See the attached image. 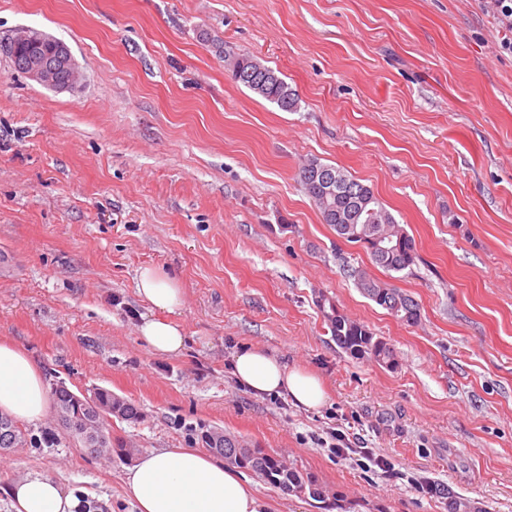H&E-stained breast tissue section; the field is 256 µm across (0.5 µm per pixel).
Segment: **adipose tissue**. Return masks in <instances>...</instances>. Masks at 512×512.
<instances>
[{"instance_id": "adipose-tissue-1", "label": "adipose tissue", "mask_w": 512, "mask_h": 512, "mask_svg": "<svg viewBox=\"0 0 512 512\" xmlns=\"http://www.w3.org/2000/svg\"><path fill=\"white\" fill-rule=\"evenodd\" d=\"M136 291L152 312L139 332L154 352L179 353L185 343L182 328L169 321L183 304L174 275L164 269H140ZM236 381L259 397L288 394L297 405L314 410L326 400L321 379L298 365L261 348H247L233 357ZM47 410L41 371L18 344L0 341V411L33 421ZM124 484L138 512H265L251 482L195 448H167L141 456L127 468ZM15 512H81L84 503L75 490L33 471L13 480L4 490Z\"/></svg>"}]
</instances>
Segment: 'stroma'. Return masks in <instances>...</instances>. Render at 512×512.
<instances>
[{
    "mask_svg": "<svg viewBox=\"0 0 512 512\" xmlns=\"http://www.w3.org/2000/svg\"><path fill=\"white\" fill-rule=\"evenodd\" d=\"M21 27L64 41L82 81L57 91L0 54V339L45 385L106 388L140 416L112 422L129 456L0 452V512L2 486L33 470L84 512H137L135 457L204 449L214 429L328 494L261 480L269 512H446L433 481L512 512V55L476 0H0V39ZM204 32L279 72L297 110L235 82ZM310 159L373 188L415 240L411 269L384 271L323 223L299 182ZM347 264L410 294L420 322L375 305ZM145 266L180 283L181 353L139 336ZM322 295L392 344L396 368L340 349ZM251 347L319 375L326 405L239 385L232 356Z\"/></svg>",
    "mask_w": 512,
    "mask_h": 512,
    "instance_id": "35a3bbf8",
    "label": "stroma"
}]
</instances>
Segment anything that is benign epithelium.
I'll return each instance as SVG.
<instances>
[{"label": "benign epithelium", "instance_id": "obj_1", "mask_svg": "<svg viewBox=\"0 0 512 512\" xmlns=\"http://www.w3.org/2000/svg\"><path fill=\"white\" fill-rule=\"evenodd\" d=\"M51 41L49 52L40 50L41 44ZM0 53L11 62V66L29 79L59 91L71 90L80 81V72L74 62L70 47L58 39L33 28H19L10 37L0 40ZM372 242L381 256L396 251L400 241L385 233H376ZM69 407L59 412V420L66 430L77 429L80 435L76 440L85 448L98 447L96 430L103 421L110 419L106 411L110 406L94 405L85 393L69 392Z\"/></svg>", "mask_w": 512, "mask_h": 512}]
</instances>
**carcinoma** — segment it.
<instances>
[{
    "instance_id": "1",
    "label": "carcinoma",
    "mask_w": 512,
    "mask_h": 512,
    "mask_svg": "<svg viewBox=\"0 0 512 512\" xmlns=\"http://www.w3.org/2000/svg\"><path fill=\"white\" fill-rule=\"evenodd\" d=\"M202 39L211 43L217 52L224 55V61L233 79H238L237 72L249 71L253 78L238 79L242 85L276 104L283 111L297 109V94L272 68L250 54H225L224 42L213 39L206 33L202 34ZM314 167L320 169L324 164L316 160L309 161L300 171V182L323 221L336 229L337 236L352 245H360L369 254L372 262L386 271L402 272L411 268L417 258L415 242L379 201L373 189L331 165L329 169L335 171L336 175L349 185V188L337 186L334 192L326 194L323 191V185L313 179L312 168ZM369 209L372 210V225L382 230L393 231L402 237L400 248L389 257H378L377 252L373 250V245L362 241L359 237L364 223L360 222L358 212ZM347 272L350 277L359 279L363 294L391 316L407 325L419 322V304L409 294L385 281L373 278L363 268L350 266ZM318 307L327 322L332 338L342 350L356 358H372L382 365L397 362L392 345L374 336L363 323L350 319L333 301L325 297ZM113 415L122 420H135L138 417V407L123 398L116 402ZM0 419L10 423L11 434L8 436L10 447L33 448L38 445V439L31 430L19 426L8 416L1 414ZM205 440L209 448L224 457L228 466L251 471L284 493L307 492L317 498L323 497L321 487L313 478L258 448L245 447L234 436L226 434L221 441L219 435L213 432L205 436ZM428 491L446 501L448 512H474L476 509L477 502L455 492L449 486L445 487L434 482L429 486Z\"/></svg>"
}]
</instances>
